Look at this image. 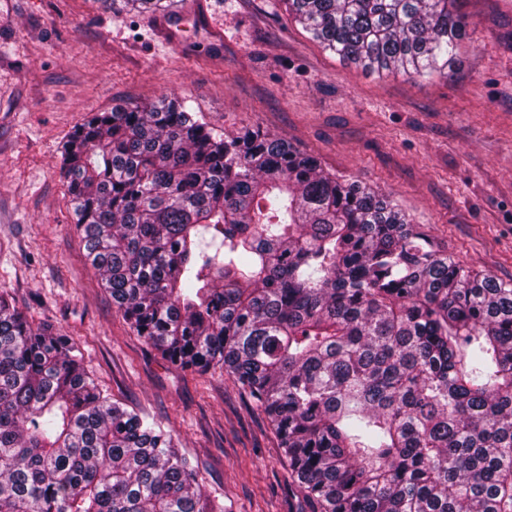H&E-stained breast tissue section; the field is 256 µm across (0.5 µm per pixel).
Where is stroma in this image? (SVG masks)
I'll return each instance as SVG.
<instances>
[{"label": "stroma", "instance_id": "35a3bbf8", "mask_svg": "<svg viewBox=\"0 0 512 512\" xmlns=\"http://www.w3.org/2000/svg\"><path fill=\"white\" fill-rule=\"evenodd\" d=\"M455 8L469 37L447 76L409 77L339 60L284 0H172L178 43L123 0H0V296L71 336L105 394L170 430L226 512H299L303 496L223 368L171 366L113 307L84 256L63 145L114 104L179 99L216 132L261 128L389 195L436 248L512 282V0Z\"/></svg>", "mask_w": 512, "mask_h": 512}]
</instances>
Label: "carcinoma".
I'll use <instances>...</instances> for the list:
<instances>
[{
    "mask_svg": "<svg viewBox=\"0 0 512 512\" xmlns=\"http://www.w3.org/2000/svg\"><path fill=\"white\" fill-rule=\"evenodd\" d=\"M325 50L448 75L455 0H284ZM85 256L181 370L224 367L313 512H512V283L388 196L178 99L95 112L63 148ZM180 442L103 395L73 340L0 298V512H224Z\"/></svg>",
    "mask_w": 512,
    "mask_h": 512,
    "instance_id": "1",
    "label": "carcinoma"
}]
</instances>
